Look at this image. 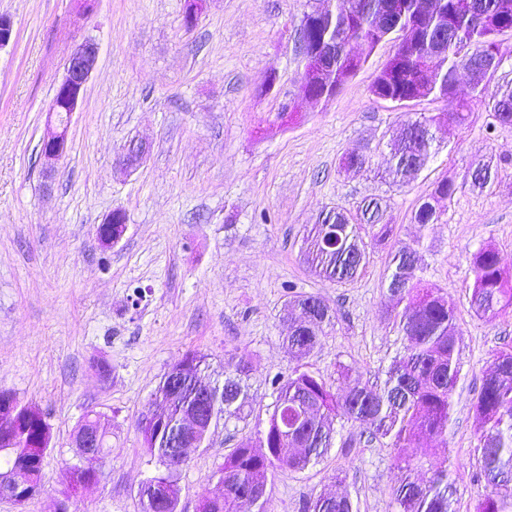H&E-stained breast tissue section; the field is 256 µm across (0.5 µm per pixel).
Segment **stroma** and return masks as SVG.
<instances>
[{"instance_id":"35a3bbf8","label":"stroma","mask_w":512,"mask_h":512,"mask_svg":"<svg viewBox=\"0 0 512 512\" xmlns=\"http://www.w3.org/2000/svg\"><path fill=\"white\" fill-rule=\"evenodd\" d=\"M185 5L98 0L81 15L74 0H0L16 34L0 49V390L39 408L52 433L39 494L21 506L0 500V512H142L139 489L163 467L142 445L141 422L164 374L190 352L214 382L225 360L246 362L251 402L246 420L216 428L175 475L178 512H198L224 491L225 457L265 427L272 378L298 364L282 342L289 287L336 312L309 369L341 390L376 385L401 347L385 310L389 261L409 248L420 249L424 278L457 307L461 374L447 433L407 454L423 472L447 460L456 512H474L493 488L478 476L486 426L473 405L495 354L512 346V313L488 321L470 311V255L493 245L512 271V127H491L474 105L470 125L437 129V157L406 187L380 178L384 153L373 171L341 170L344 154L408 116L454 111L455 101L399 107L373 97L392 52L385 43L329 102L298 103L308 0H205L190 29ZM88 38L99 46L97 66L68 151L48 174L40 159L47 113L67 57ZM133 140L149 153L124 173L118 163ZM490 158L501 162L497 187L462 190L437 223H411L435 182L463 181ZM373 195L389 199L387 242L352 283L313 276L300 245L319 211ZM115 210L127 229L106 248L96 229ZM90 412L110 423L96 465L75 444ZM399 454L385 441L335 445L304 471H277L268 510L299 512L303 499L337 493L358 512H395ZM89 465L96 480L69 490L72 467Z\"/></svg>"}]
</instances>
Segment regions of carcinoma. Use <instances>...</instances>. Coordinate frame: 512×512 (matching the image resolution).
I'll return each mask as SVG.
<instances>
[{"mask_svg": "<svg viewBox=\"0 0 512 512\" xmlns=\"http://www.w3.org/2000/svg\"><path fill=\"white\" fill-rule=\"evenodd\" d=\"M486 14L483 28L473 27L469 0H431L428 23L417 24L422 0H404L395 25L413 33L401 53L389 57L376 75L372 94L397 99L407 105L417 97L457 95L456 76L467 68L464 59L482 53L503 62L507 51L502 36L512 35V0H479ZM386 0H327L321 24L300 33L312 44L336 45L334 70L336 84L314 83L311 92L327 97L341 88L361 69L365 58L351 49L361 42L374 50L385 41L375 29L377 16ZM360 11L364 17L345 26L346 13ZM439 54L429 55L435 40ZM478 100L493 113L501 126H512V82L497 85L488 94L481 79L471 87V96L459 99L454 112H439L403 121L389 140L392 183L407 186L424 171L438 154L432 129L442 122L466 126L472 122V102ZM372 161L365 147L341 158L344 169L363 168ZM499 182V165L489 160L478 165L465 184L473 191L491 190ZM462 185L452 179L436 183L422 198L411 220L426 226L439 220L443 201L453 202ZM388 202L382 197L364 198L354 209L325 207L303 238L301 256L315 277L336 284L354 280L365 268L369 252L362 232L373 239L389 235L385 223ZM112 226L100 224L97 234L121 236L126 230L125 215L112 212ZM393 269L387 286L386 311L401 336L402 347L392 357L382 387L374 389L357 383L346 392H337L321 376L299 365L286 377L272 380L275 402L264 430L257 432L260 453L243 443L224 458L221 474L224 493L203 500L201 512H241L248 505L255 512H267L271 482L276 471H302L319 461L333 447L338 434L334 422L357 424L366 433V442L387 440L393 448H426L448 430L453 389L460 376L459 327L456 308L441 289L423 285L419 273L422 258L416 251L400 250L391 259ZM474 283L469 306L482 318L493 319L512 309V273L505 270L496 249L486 245L472 254ZM300 307L311 305L312 314L300 321L285 319L282 332L288 349L298 357L310 356L320 345L325 329L333 324L335 311L322 298L299 294ZM202 357L188 353L161 380L152 399L150 416L141 425L143 444L157 454L165 472L147 480L139 490L143 512H177L176 467L167 464L170 429L187 414L198 417L193 435L196 447H203L219 417L224 423L247 417L249 397L242 376L248 366L227 362L224 385L211 386L215 401L200 398L207 383L198 371ZM17 416L10 427L0 421V477L20 483L22 500L33 498L41 487L42 463L51 444V428L37 408L15 402ZM479 417L489 425L481 435L480 476L495 487L476 505L475 512H512V349L497 352L490 372L484 377L475 402ZM80 430L101 433L99 452H105L108 423L91 414ZM404 476L394 489L396 512H455V487L448 466L430 469L420 475L406 457ZM302 512H354L347 496L319 494L302 504Z\"/></svg>", "mask_w": 512, "mask_h": 512, "instance_id": "cac0c4a2", "label": "carcinoma"}]
</instances>
